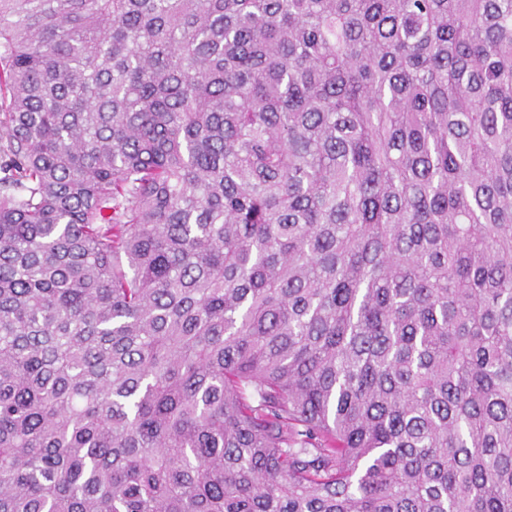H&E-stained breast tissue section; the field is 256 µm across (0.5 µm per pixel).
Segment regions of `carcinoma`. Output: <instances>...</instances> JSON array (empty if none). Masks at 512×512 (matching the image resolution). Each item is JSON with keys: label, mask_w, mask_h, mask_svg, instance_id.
Wrapping results in <instances>:
<instances>
[{"label": "carcinoma", "mask_w": 512, "mask_h": 512, "mask_svg": "<svg viewBox=\"0 0 512 512\" xmlns=\"http://www.w3.org/2000/svg\"><path fill=\"white\" fill-rule=\"evenodd\" d=\"M0 512H512V0H0Z\"/></svg>", "instance_id": "carcinoma-1"}]
</instances>
